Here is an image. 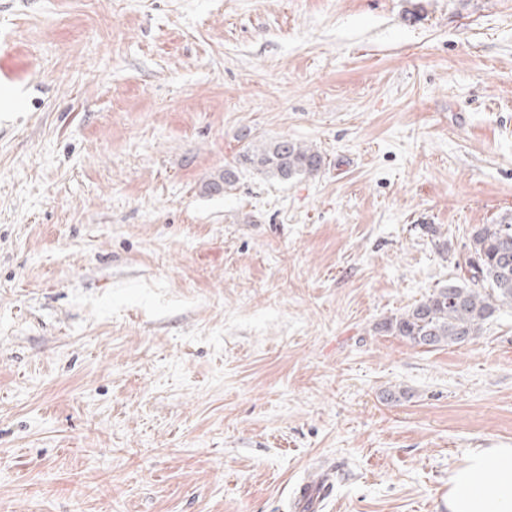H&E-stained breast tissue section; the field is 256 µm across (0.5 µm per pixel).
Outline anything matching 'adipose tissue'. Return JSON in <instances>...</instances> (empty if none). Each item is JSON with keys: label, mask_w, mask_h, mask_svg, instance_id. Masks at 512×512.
Listing matches in <instances>:
<instances>
[{"label": "adipose tissue", "mask_w": 512, "mask_h": 512, "mask_svg": "<svg viewBox=\"0 0 512 512\" xmlns=\"http://www.w3.org/2000/svg\"><path fill=\"white\" fill-rule=\"evenodd\" d=\"M448 512H512V446L470 450L448 477Z\"/></svg>", "instance_id": "obj_1"}]
</instances>
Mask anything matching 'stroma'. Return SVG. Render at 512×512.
<instances>
[{
  "label": "stroma",
  "instance_id": "obj_1",
  "mask_svg": "<svg viewBox=\"0 0 512 512\" xmlns=\"http://www.w3.org/2000/svg\"><path fill=\"white\" fill-rule=\"evenodd\" d=\"M0 54V512H447L512 446V311L378 328L512 213V0H0ZM325 164V157L315 147L281 137L249 144L233 164L211 176L201 187L206 194H221L237 177V165H248L254 172L288 180L296 176H314ZM332 490V484L328 479H323L314 484L304 482L299 485L294 504L303 511H318L322 508L324 500L331 495Z\"/></svg>",
  "mask_w": 512,
  "mask_h": 512
}]
</instances>
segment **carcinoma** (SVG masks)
<instances>
[{"label": "carcinoma", "instance_id": "obj_1", "mask_svg": "<svg viewBox=\"0 0 512 512\" xmlns=\"http://www.w3.org/2000/svg\"><path fill=\"white\" fill-rule=\"evenodd\" d=\"M324 164L325 157L317 148L286 137L251 143L233 163L205 181L202 191L224 192L234 184L239 165L288 180L314 176ZM468 251L458 263L463 272L460 282L434 289L406 311L384 319L380 329L419 346L460 345L477 335L496 313L512 310V214L475 228Z\"/></svg>", "mask_w": 512, "mask_h": 512}]
</instances>
